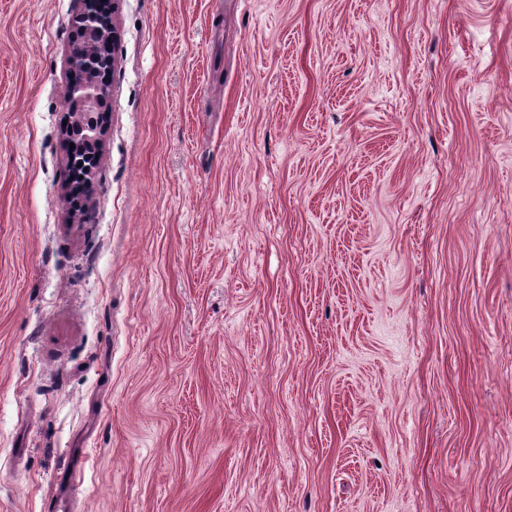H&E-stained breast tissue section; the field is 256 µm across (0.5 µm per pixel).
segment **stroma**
<instances>
[{
    "label": "stroma",
    "mask_w": 512,
    "mask_h": 512,
    "mask_svg": "<svg viewBox=\"0 0 512 512\" xmlns=\"http://www.w3.org/2000/svg\"><path fill=\"white\" fill-rule=\"evenodd\" d=\"M82 6L0 0V512H512V0H116L79 220Z\"/></svg>",
    "instance_id": "1"
}]
</instances>
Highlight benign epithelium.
I'll return each instance as SVG.
<instances>
[{"instance_id":"7a95c632","label":"benign epithelium","mask_w":512,"mask_h":512,"mask_svg":"<svg viewBox=\"0 0 512 512\" xmlns=\"http://www.w3.org/2000/svg\"><path fill=\"white\" fill-rule=\"evenodd\" d=\"M76 39L69 55V75L63 101L75 111V119L64 130V139L101 152L103 126L98 115L106 107L108 91L100 73L113 64L111 46L117 40L112 17L86 6L74 20Z\"/></svg>"}]
</instances>
